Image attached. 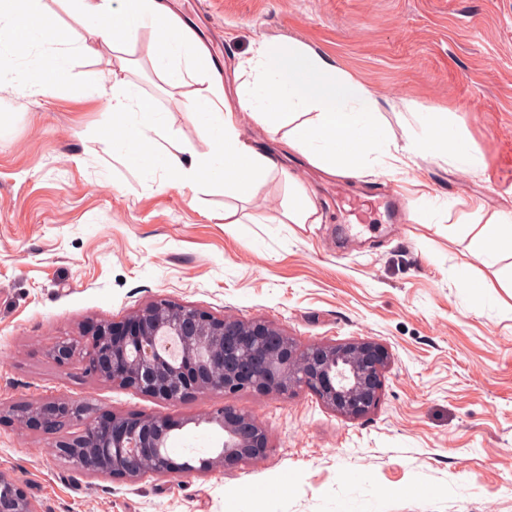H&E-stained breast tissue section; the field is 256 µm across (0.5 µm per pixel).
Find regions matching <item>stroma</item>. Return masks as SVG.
Wrapping results in <instances>:
<instances>
[{"mask_svg":"<svg viewBox=\"0 0 512 512\" xmlns=\"http://www.w3.org/2000/svg\"><path fill=\"white\" fill-rule=\"evenodd\" d=\"M166 2L224 59L226 89L254 40L291 37L373 90L396 138L414 113L442 112L486 167L417 157L362 182L293 154L283 165L325 221L280 224L282 176L244 202L143 180L117 158L92 94L108 58L45 73L44 95L0 86V414L45 399L168 413L185 422L173 455H215L223 437L206 417L222 393L171 405L49 354L160 298L262 319L302 345L389 352L379 400L359 418L309 390L240 392L235 405L268 433L255 462L128 482L56 456L58 434L5 420L0 471L38 512H512V255L491 267L475 256L479 216L512 210V0ZM148 42L141 30L129 49L137 78L173 134L197 143L184 98L145 64ZM369 194L368 228L350 226L345 199ZM228 206L238 223H225Z\"/></svg>","mask_w":512,"mask_h":512,"instance_id":"obj_1","label":"stroma"}]
</instances>
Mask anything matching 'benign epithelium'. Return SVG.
Returning <instances> with one entry per match:
<instances>
[{
  "mask_svg": "<svg viewBox=\"0 0 512 512\" xmlns=\"http://www.w3.org/2000/svg\"><path fill=\"white\" fill-rule=\"evenodd\" d=\"M84 336L57 342L53 359L78 362L104 382L170 404L193 394H224V406L207 418L224 432L221 451L191 464L162 453L171 432L183 426L166 414L93 416L88 404L61 399L11 409L10 419L27 427L57 433L63 424L80 426V434L57 442V455L90 474L129 481L232 468L265 457V428L231 403L244 389L286 395L307 388L331 410L361 417L376 405L388 363L387 350L372 341L300 348L265 321L218 317L169 299L150 302L120 321L91 324ZM0 512H36L24 489L1 471Z\"/></svg>",
  "mask_w": 512,
  "mask_h": 512,
  "instance_id": "7a95c632",
  "label": "benign epithelium"
}]
</instances>
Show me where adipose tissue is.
Returning <instances> with one entry per match:
<instances>
[{"instance_id":"1","label":"adipose tissue","mask_w":512,"mask_h":512,"mask_svg":"<svg viewBox=\"0 0 512 512\" xmlns=\"http://www.w3.org/2000/svg\"><path fill=\"white\" fill-rule=\"evenodd\" d=\"M86 36L74 41L43 12L39 0H0V52L34 57L25 70L0 67V85L18 83L30 94L45 93L43 71L66 75L75 56L100 51L122 54L141 29L150 31L149 61L168 87L181 91L199 142L176 139L166 112L134 81L124 78L128 60L112 79L106 110L117 132L114 153L139 166L144 176L163 172L182 186L219 185L245 200L276 169L269 144L250 145L238 129L248 113L289 151L301 154L329 176H359L366 163L384 170L415 156L466 162L482 160L448 123L447 116L420 114L404 142L387 128L374 94L340 70L329 56L295 39H261L237 63L242 81L233 95L209 50L198 42L164 0H63Z\"/></svg>"}]
</instances>
